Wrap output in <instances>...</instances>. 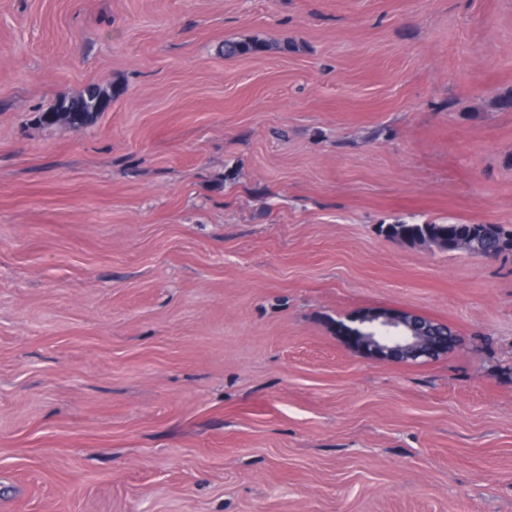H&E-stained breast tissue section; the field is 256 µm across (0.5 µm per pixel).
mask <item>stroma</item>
Here are the masks:
<instances>
[{
	"label": "stroma",
	"mask_w": 512,
	"mask_h": 512,
	"mask_svg": "<svg viewBox=\"0 0 512 512\" xmlns=\"http://www.w3.org/2000/svg\"><path fill=\"white\" fill-rule=\"evenodd\" d=\"M511 91L512 0H0V512H512V254L378 231L512 229ZM271 45L260 38H245L240 40H227L224 42V57L234 58L255 55L268 51ZM115 94V90L107 86L91 84L76 94L61 95L39 113L37 120L45 126L83 128L94 123L101 112H105ZM48 110L52 112H46ZM46 114H49V119L45 117ZM379 231L389 239L412 246L429 244L440 251H448V239L456 237L465 243L458 250L464 249L474 256L493 258L482 255L495 254L499 257L512 254V230H507L500 224H420L398 221L381 225ZM346 323H336L337 335L377 359L425 361L457 345L456 336L439 332L432 321L407 311H370L351 316ZM374 330L379 332L372 334Z\"/></svg>",
	"instance_id": "35a3bbf8"
}]
</instances>
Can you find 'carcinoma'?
Here are the masks:
<instances>
[{
	"mask_svg": "<svg viewBox=\"0 0 512 512\" xmlns=\"http://www.w3.org/2000/svg\"><path fill=\"white\" fill-rule=\"evenodd\" d=\"M271 45L260 38L227 40L224 42V57L234 58L265 52ZM115 97V90L91 84L76 94L58 97L49 112H41L38 122L45 126L67 125L83 128L94 123ZM380 233L393 240L409 245L429 244L441 251L448 250V239L460 238L461 248L474 256L512 254V230L500 224H437L434 222L407 223L397 221L380 226Z\"/></svg>",
	"mask_w": 512,
	"mask_h": 512,
	"instance_id": "obj_1",
	"label": "carcinoma"
}]
</instances>
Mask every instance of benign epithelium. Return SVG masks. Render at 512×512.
Wrapping results in <instances>:
<instances>
[{
  "label": "benign epithelium",
  "mask_w": 512,
  "mask_h": 512,
  "mask_svg": "<svg viewBox=\"0 0 512 512\" xmlns=\"http://www.w3.org/2000/svg\"><path fill=\"white\" fill-rule=\"evenodd\" d=\"M336 333L351 347L386 360H430L457 345L456 337L439 332L432 321L400 310L351 316L347 325H336Z\"/></svg>",
  "instance_id": "benign-epithelium-1"
}]
</instances>
